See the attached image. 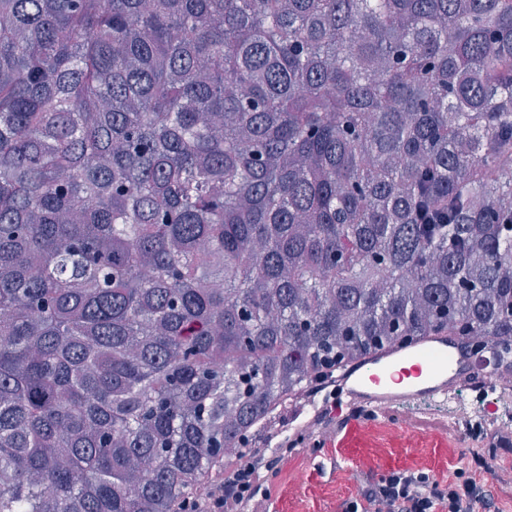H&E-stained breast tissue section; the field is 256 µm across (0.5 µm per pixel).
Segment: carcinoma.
Here are the masks:
<instances>
[{"mask_svg": "<svg viewBox=\"0 0 512 512\" xmlns=\"http://www.w3.org/2000/svg\"><path fill=\"white\" fill-rule=\"evenodd\" d=\"M439 335L512 369V0H0V512H176Z\"/></svg>", "mask_w": 512, "mask_h": 512, "instance_id": "cac0c4a2", "label": "carcinoma"}]
</instances>
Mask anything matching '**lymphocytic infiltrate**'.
<instances>
[{
    "instance_id": "f902f5d3",
    "label": "lymphocytic infiltrate",
    "mask_w": 512,
    "mask_h": 512,
    "mask_svg": "<svg viewBox=\"0 0 512 512\" xmlns=\"http://www.w3.org/2000/svg\"><path fill=\"white\" fill-rule=\"evenodd\" d=\"M280 434L274 423L264 434L243 438L234 466L207 483L200 496L180 502L177 512H257L271 478L305 442L301 436L284 440ZM500 452L512 453V426L488 425L471 435L462 466L447 479L419 465L372 474L342 501L340 512H500L498 482L492 477Z\"/></svg>"
}]
</instances>
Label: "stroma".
<instances>
[{"label":"stroma","mask_w":512,"mask_h":512,"mask_svg":"<svg viewBox=\"0 0 512 512\" xmlns=\"http://www.w3.org/2000/svg\"><path fill=\"white\" fill-rule=\"evenodd\" d=\"M462 446L409 448L398 443L366 448H324L303 451L288 461L275 479L264 512H337L343 498L359 488L363 478L388 468L422 464L447 477Z\"/></svg>","instance_id":"1"}]
</instances>
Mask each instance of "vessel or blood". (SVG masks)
<instances>
[{
    "label": "vessel or blood",
    "mask_w": 512,
    "mask_h": 512,
    "mask_svg": "<svg viewBox=\"0 0 512 512\" xmlns=\"http://www.w3.org/2000/svg\"><path fill=\"white\" fill-rule=\"evenodd\" d=\"M472 372L467 352L444 336L377 353L350 366L332 381L336 425L323 434L325 447L347 448L372 436L405 405L447 404L453 390Z\"/></svg>",
    "instance_id": "1"
}]
</instances>
